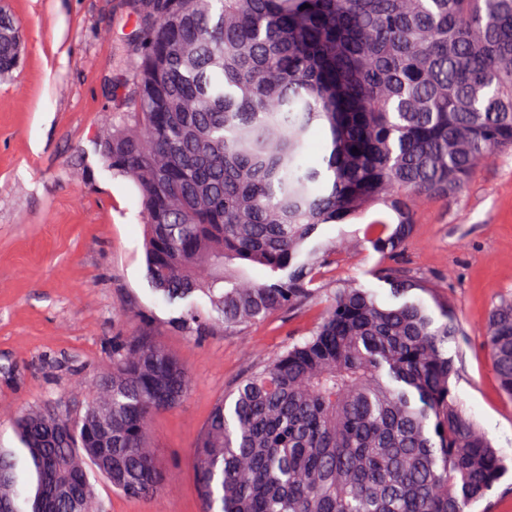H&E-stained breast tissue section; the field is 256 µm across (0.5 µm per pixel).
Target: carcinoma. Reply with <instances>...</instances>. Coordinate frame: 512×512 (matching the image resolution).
<instances>
[{
	"instance_id": "obj_1",
	"label": "carcinoma",
	"mask_w": 512,
	"mask_h": 512,
	"mask_svg": "<svg viewBox=\"0 0 512 512\" xmlns=\"http://www.w3.org/2000/svg\"><path fill=\"white\" fill-rule=\"evenodd\" d=\"M124 100L95 151L137 188L151 291L173 327L239 333L307 306L323 224L375 210L364 239L401 253L416 204L448 200L512 152V0H127ZM0 11V76L23 59ZM330 138L321 163L305 150ZM265 271L260 282L245 267ZM330 289L298 341L245 374L193 448L206 512H469L498 450L462 412L448 300L402 266ZM431 302H426L424 296ZM485 344L512 397V297ZM191 377L148 332L117 337L78 419L29 407L0 448V512H100L168 480L147 438Z\"/></svg>"
}]
</instances>
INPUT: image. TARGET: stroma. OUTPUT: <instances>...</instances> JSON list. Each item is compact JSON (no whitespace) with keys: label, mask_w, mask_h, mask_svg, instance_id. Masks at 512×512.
Returning <instances> with one entry per match:
<instances>
[{"label":"stroma","mask_w":512,"mask_h":512,"mask_svg":"<svg viewBox=\"0 0 512 512\" xmlns=\"http://www.w3.org/2000/svg\"><path fill=\"white\" fill-rule=\"evenodd\" d=\"M22 33L24 63L0 79V447H15L11 421L49 404L67 411L72 385L96 376L112 339L152 330L188 369L192 388L157 413L149 440L169 482L159 497L129 498L105 483L103 512H204L193 444L215 405L254 366L299 339L336 281L377 287L375 268L399 264L433 282L461 330L448 344L467 417L505 458L507 474L473 512H512V399L501 392L484 329L512 297V154L484 166L448 201H422L397 257L366 242L336 254L316 299L227 334L170 328V308L150 291L145 225L133 184L112 177L93 144L125 89L118 70L130 30L120 0H0Z\"/></svg>","instance_id":"stroma-1"}]
</instances>
